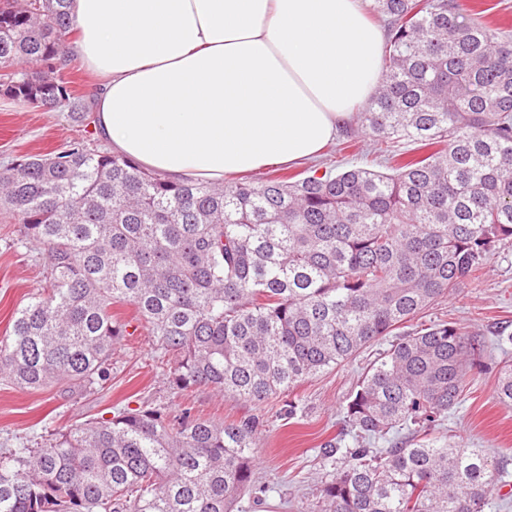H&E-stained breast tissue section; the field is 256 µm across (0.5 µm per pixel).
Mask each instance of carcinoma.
Here are the masks:
<instances>
[{"instance_id": "cac0c4a2", "label": "carcinoma", "mask_w": 512, "mask_h": 512, "mask_svg": "<svg viewBox=\"0 0 512 512\" xmlns=\"http://www.w3.org/2000/svg\"><path fill=\"white\" fill-rule=\"evenodd\" d=\"M388 21L382 77L358 108L382 172L275 169L230 187L173 182L84 142L0 167L19 242L48 286L0 339V378L92 391L111 380L135 307L175 357L180 392L257 405L393 335L512 239V38L461 0H371ZM70 0H0V89L91 123L61 75ZM412 142L420 154L399 145ZM485 340L442 322L399 336L344 406L354 443L322 451L319 512H484L506 483L481 448L432 436L482 366ZM496 398L512 407V363ZM260 420L128 409L0 453V512H248ZM405 431L387 448L375 444Z\"/></svg>"}]
</instances>
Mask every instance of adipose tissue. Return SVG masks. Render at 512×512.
<instances>
[{
    "label": "adipose tissue",
    "instance_id": "obj_1",
    "mask_svg": "<svg viewBox=\"0 0 512 512\" xmlns=\"http://www.w3.org/2000/svg\"><path fill=\"white\" fill-rule=\"evenodd\" d=\"M363 0H71L110 150L214 185L319 157L375 91Z\"/></svg>",
    "mask_w": 512,
    "mask_h": 512
}]
</instances>
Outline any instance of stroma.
Masks as SVG:
<instances>
[{
	"mask_svg": "<svg viewBox=\"0 0 512 512\" xmlns=\"http://www.w3.org/2000/svg\"><path fill=\"white\" fill-rule=\"evenodd\" d=\"M83 141L98 146L95 126L72 121L62 108L24 106L0 93V166L26 155L44 154ZM316 164L343 171L367 165L384 170L380 154L362 133L339 132ZM19 224L0 211V337L9 335L14 310L46 286V254L37 244H18ZM455 323L462 331L489 341L481 368L472 372L457 409L449 412L439 432L453 441L490 449L512 474V408L495 399L502 354L492 343L498 334H512V241L496 245L477 278L465 281L448 298L428 308L421 324ZM375 357L366 349L351 361L321 373L294 391L303 410L286 417L287 396L256 405L205 389L183 395L170 383L145 327L124 337L112 349V380L91 394L52 386L25 390L0 381V453L33 448L45 435L90 419H108L123 409L154 408L169 415L192 407L195 415L239 421L259 416L262 434L255 452V472L268 484L262 512H312L326 471L322 448L343 437V407L363 369Z\"/></svg>",
	"mask_w": 512,
	"mask_h": 512,
	"instance_id": "35a3bbf8",
	"label": "stroma"
}]
</instances>
